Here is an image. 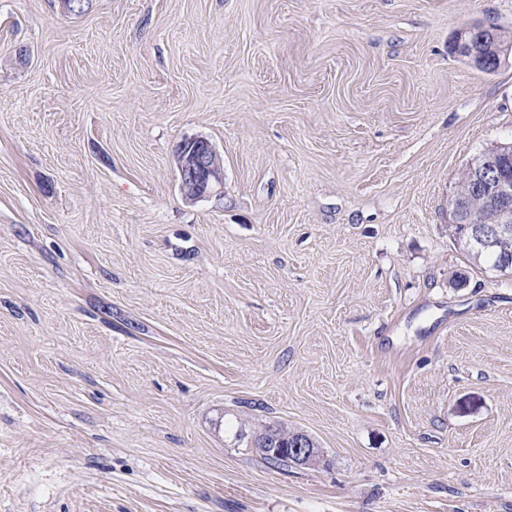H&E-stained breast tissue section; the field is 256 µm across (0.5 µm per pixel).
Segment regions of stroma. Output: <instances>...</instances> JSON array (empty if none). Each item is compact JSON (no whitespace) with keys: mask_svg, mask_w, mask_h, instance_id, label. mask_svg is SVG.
<instances>
[{"mask_svg":"<svg viewBox=\"0 0 512 512\" xmlns=\"http://www.w3.org/2000/svg\"><path fill=\"white\" fill-rule=\"evenodd\" d=\"M476 20L512 0H0V512H512V276L448 230L512 142ZM179 188L186 201L194 203L217 193L224 184V169L217 153L204 139L189 138L175 149ZM303 434L297 431L288 430L284 425H269L255 432L250 441V447L256 449V453L268 465L281 470H288L289 464L286 448L288 440L295 435ZM305 438L309 441V445L313 447L309 448L307 446V441L304 438H298L294 441L293 448H289L292 457L294 458V465L298 467H306L308 466L316 457H317V448L313 439H311L308 435L304 434Z\"/></svg>","mask_w":512,"mask_h":512,"instance_id":"obj_1","label":"stroma"}]
</instances>
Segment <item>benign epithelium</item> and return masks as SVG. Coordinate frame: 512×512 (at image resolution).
Instances as JSON below:
<instances>
[{
	"mask_svg": "<svg viewBox=\"0 0 512 512\" xmlns=\"http://www.w3.org/2000/svg\"><path fill=\"white\" fill-rule=\"evenodd\" d=\"M493 27L465 30V37L457 45L461 55L478 56V44L496 37ZM175 160L179 175V188L186 201L194 203L218 192L224 184V169L217 153L204 139L189 138L181 141L175 149ZM473 182L484 191L486 203L499 211L500 224H481L472 219L456 225L457 241L473 247L490 250L498 245L506 233H512V181L501 179L488 169H472ZM290 453L294 465L308 466L316 457L317 449L307 446V441L298 438Z\"/></svg>",
	"mask_w": 512,
	"mask_h": 512,
	"instance_id": "obj_1",
	"label": "benign epithelium"
}]
</instances>
